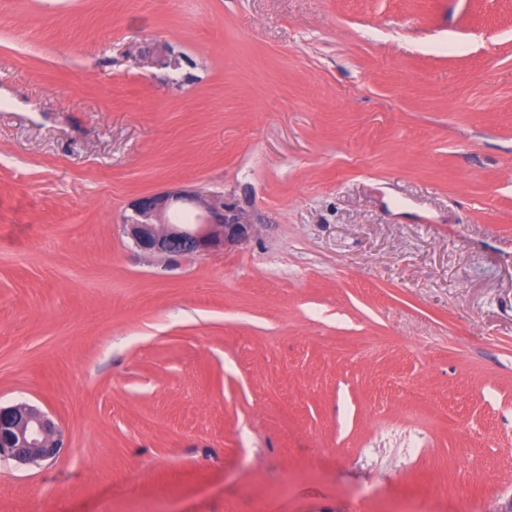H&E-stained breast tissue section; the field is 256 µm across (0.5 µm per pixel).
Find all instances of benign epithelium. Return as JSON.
Returning <instances> with one entry per match:
<instances>
[{
    "label": "benign epithelium",
    "instance_id": "obj_1",
    "mask_svg": "<svg viewBox=\"0 0 512 512\" xmlns=\"http://www.w3.org/2000/svg\"><path fill=\"white\" fill-rule=\"evenodd\" d=\"M124 227L141 251L159 257L205 256L247 242L252 217L220 195L174 192L143 196L131 204ZM64 444L54 420L27 404L0 407V459L20 464L56 460Z\"/></svg>",
    "mask_w": 512,
    "mask_h": 512
}]
</instances>
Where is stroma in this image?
Segmentation results:
<instances>
[{
    "label": "stroma",
    "instance_id": "35a3bbf8",
    "mask_svg": "<svg viewBox=\"0 0 512 512\" xmlns=\"http://www.w3.org/2000/svg\"><path fill=\"white\" fill-rule=\"evenodd\" d=\"M176 188L255 234L140 252ZM18 402L0 512H512V0H0ZM178 203L201 208L203 213H197L200 217L194 224L174 220H168L167 225L155 224ZM130 207L132 214L124 220L127 234L141 251L159 257L205 256L221 247L247 242L254 231L252 217L224 195L155 194L136 199ZM176 243L180 250L173 249ZM64 444L54 420L27 404L0 407V459L20 464L55 461Z\"/></svg>",
    "mask_w": 512,
    "mask_h": 512
}]
</instances>
